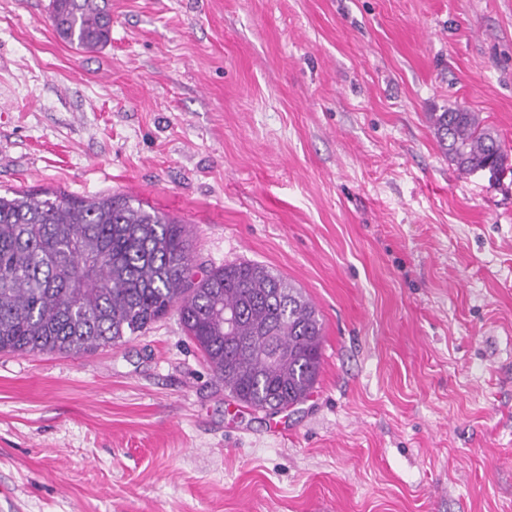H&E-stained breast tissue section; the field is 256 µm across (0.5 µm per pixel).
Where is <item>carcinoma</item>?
Here are the masks:
<instances>
[{
    "label": "carcinoma",
    "instance_id": "1",
    "mask_svg": "<svg viewBox=\"0 0 512 512\" xmlns=\"http://www.w3.org/2000/svg\"><path fill=\"white\" fill-rule=\"evenodd\" d=\"M70 45L111 39L108 0H52ZM464 171L504 164L479 115L432 112ZM186 225L131 196L0 194V352L77 356L129 341L174 310L214 377L256 411L303 403L318 380L322 322L301 289L247 261L195 276Z\"/></svg>",
    "mask_w": 512,
    "mask_h": 512
}]
</instances>
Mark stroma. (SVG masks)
<instances>
[{
    "mask_svg": "<svg viewBox=\"0 0 512 512\" xmlns=\"http://www.w3.org/2000/svg\"><path fill=\"white\" fill-rule=\"evenodd\" d=\"M84 51L0 0V192L125 194L194 272L250 261L323 322L308 399L251 411L169 313L0 353V512H512V0H111ZM430 120L442 150L459 169L474 172L484 168L482 171L495 179L503 173L505 168L494 165L504 164L507 155L478 114L455 109L430 113Z\"/></svg>",
    "mask_w": 512,
    "mask_h": 512,
    "instance_id": "35a3bbf8",
    "label": "stroma"
}]
</instances>
